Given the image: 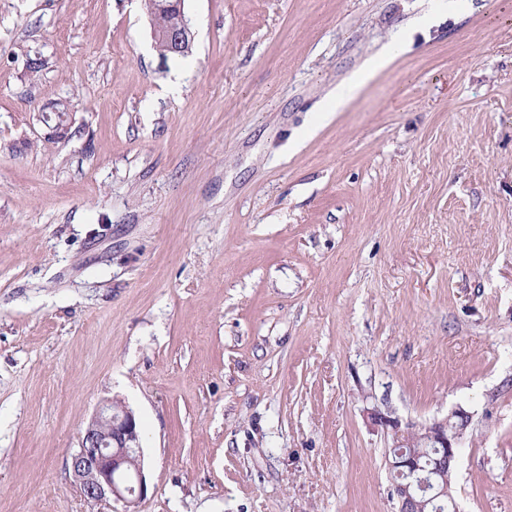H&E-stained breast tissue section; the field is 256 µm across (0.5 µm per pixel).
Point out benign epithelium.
<instances>
[{"label": "benign epithelium", "instance_id": "7a95c632", "mask_svg": "<svg viewBox=\"0 0 512 512\" xmlns=\"http://www.w3.org/2000/svg\"><path fill=\"white\" fill-rule=\"evenodd\" d=\"M160 8L178 14L177 27L161 34L168 49L183 52L192 42V33L183 12V0H159ZM372 420L394 433L401 451L387 458L389 472L402 478L393 484L397 512H423L427 504L449 495L448 475L459 459L460 445L467 424L451 426L448 419L419 427L401 426L396 418L376 415ZM431 449L425 468L413 445ZM68 468L85 501L100 505L120 503L122 512H137L136 506L147 494L142 436L135 413L125 404L105 401L91 416L79 436L78 448L70 455Z\"/></svg>", "mask_w": 512, "mask_h": 512}]
</instances>
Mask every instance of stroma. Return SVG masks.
<instances>
[{"mask_svg":"<svg viewBox=\"0 0 512 512\" xmlns=\"http://www.w3.org/2000/svg\"><path fill=\"white\" fill-rule=\"evenodd\" d=\"M183 7L166 62L142 0H0V512H92L108 399L139 512H394L372 414L458 407L460 512H512V0ZM404 42V37H399L386 47L385 52L376 60L372 61L360 69L346 83L336 88V93L332 94L326 107H322V112H337L343 109L347 103L353 99L363 87L374 77V75L383 68L397 53ZM142 436L135 413L122 402L104 401L79 436L68 468L86 502L121 503L137 512L147 494Z\"/></svg>","mask_w":512,"mask_h":512,"instance_id":"1","label":"stroma"}]
</instances>
